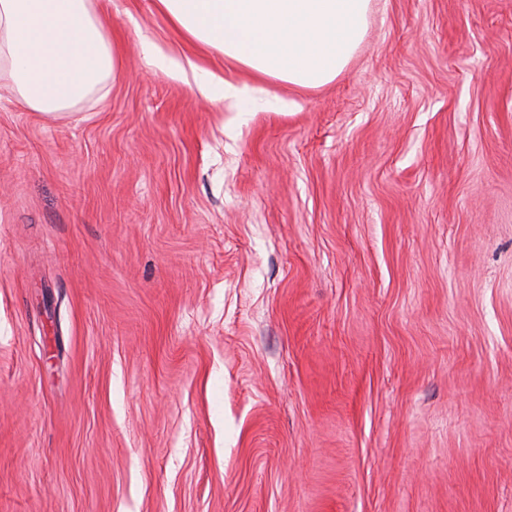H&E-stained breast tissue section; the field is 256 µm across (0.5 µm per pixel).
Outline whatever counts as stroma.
<instances>
[{
    "label": "stroma",
    "mask_w": 512,
    "mask_h": 512,
    "mask_svg": "<svg viewBox=\"0 0 512 512\" xmlns=\"http://www.w3.org/2000/svg\"><path fill=\"white\" fill-rule=\"evenodd\" d=\"M92 6L105 97L0 89V512H512V0H371L313 89ZM141 46L144 58L150 67L160 72L167 73L175 71L184 77L186 76V67L184 64L158 51L152 43L146 40L141 42ZM186 63L193 74L196 89L204 97L222 104H224V101H230L237 108L238 112H251L254 110L257 99L245 90L239 88L231 81L200 73L196 65L189 59H187Z\"/></svg>",
    "instance_id": "stroma-1"
}]
</instances>
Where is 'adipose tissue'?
<instances>
[{"label":"adipose tissue","instance_id":"ef3b65f1","mask_svg":"<svg viewBox=\"0 0 512 512\" xmlns=\"http://www.w3.org/2000/svg\"><path fill=\"white\" fill-rule=\"evenodd\" d=\"M195 43L260 76L302 88L327 84L356 54L369 0H157ZM116 48L91 0H0V83L31 111L69 112L102 92ZM196 89L241 112L257 100L233 82L193 75Z\"/></svg>","mask_w":512,"mask_h":512}]
</instances>
